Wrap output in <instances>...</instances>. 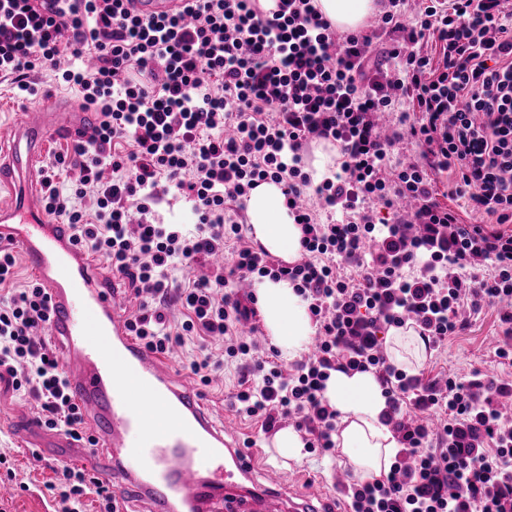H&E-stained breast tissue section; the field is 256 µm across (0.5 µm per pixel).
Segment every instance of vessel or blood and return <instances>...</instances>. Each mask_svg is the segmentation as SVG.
Here are the masks:
<instances>
[{
    "instance_id": "1",
    "label": "vessel or blood",
    "mask_w": 512,
    "mask_h": 512,
    "mask_svg": "<svg viewBox=\"0 0 512 512\" xmlns=\"http://www.w3.org/2000/svg\"><path fill=\"white\" fill-rule=\"evenodd\" d=\"M129 7L158 17L183 11L185 0H130ZM94 128L88 111L63 116L50 104L29 109L12 133L8 164H0V188L8 192L0 201V244L17 246L48 288L53 315L45 334L63 346L69 387L108 454L99 457L43 432L33 410L16 434L28 446L86 464L112 480L118 494L149 503L151 512H213L221 499L228 512L242 502L249 512H336L329 501L287 499L278 463L255 474L250 449L226 440L225 427L168 358L128 335L124 303L97 279L68 225L44 209L38 181L47 140L58 134L86 139Z\"/></svg>"
}]
</instances>
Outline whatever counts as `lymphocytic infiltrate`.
I'll use <instances>...</instances> for the list:
<instances>
[{
  "label": "lymphocytic infiltrate",
  "instance_id": "lymphocytic-infiltrate-1",
  "mask_svg": "<svg viewBox=\"0 0 512 512\" xmlns=\"http://www.w3.org/2000/svg\"><path fill=\"white\" fill-rule=\"evenodd\" d=\"M125 2L0 0V79L28 97L32 73L50 69L97 112L94 135L72 144L71 194L50 168L43 203L133 292L129 334L162 355L221 340L220 353L188 360L190 374L206 386L224 361L240 363L248 376L230 407L267 433L292 425L309 453L336 450L338 413L323 397L331 374L373 373L400 448L387 473L354 478L350 512H512V384L422 383L389 362L383 338L411 323L438 347L490 304L497 354L512 355V0L429 5L410 28L407 0H380L370 34L337 33L315 0H277L269 13L259 0H186L184 13L154 19ZM430 41L439 60L422 50ZM402 98L412 108L400 113ZM314 139L343 156L317 184L302 153ZM406 140L415 155L391 167ZM445 173L486 223H459L440 204L434 182ZM263 182L282 185L302 228L294 261L242 233L239 213ZM172 189L189 199L193 231L154 220ZM16 266L0 248V381L39 404L46 428L90 442L42 336L47 291L35 280L16 287ZM264 277L290 281L316 328L313 353L290 369L242 330L257 321L253 284ZM55 474L56 512H83L90 495L119 512L99 478Z\"/></svg>",
  "mask_w": 512,
  "mask_h": 512
}]
</instances>
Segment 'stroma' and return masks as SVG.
Wrapping results in <instances>:
<instances>
[{
  "label": "stroma",
  "instance_id": "stroma-1",
  "mask_svg": "<svg viewBox=\"0 0 512 512\" xmlns=\"http://www.w3.org/2000/svg\"><path fill=\"white\" fill-rule=\"evenodd\" d=\"M34 80L38 93L25 101L15 94L8 82L0 81V137L9 136L12 126L20 121L23 105L34 106L50 101L79 105L77 91L55 80L51 72L35 73ZM499 334L496 308L484 306L469 318L457 335L449 337L443 347L428 349L419 371L428 381L453 373L467 380L480 373L512 381V362L499 358L495 353ZM241 376L242 369L237 362H225L222 377L203 388L201 397L206 409L228 427L231 437L239 441L247 437L255 440L259 453L254 460V469L260 473L273 459V437L262 431L260 421L237 415L229 408L227 399L236 390ZM31 403V398L7 390L0 383V454H5L10 460L20 483L19 488L0 499V505L6 512L53 510L47 485L54 480L56 468L62 467V460L47 455L42 460H35L31 449L20 443L11 429L13 421L21 418ZM347 467V458L340 452L333 456L304 454L301 460H290L285 465L286 491L297 498L321 496L340 500L333 478L336 472Z\"/></svg>",
  "mask_w": 512,
  "mask_h": 512
}]
</instances>
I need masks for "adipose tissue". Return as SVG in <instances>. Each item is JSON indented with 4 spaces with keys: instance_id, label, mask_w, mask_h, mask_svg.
<instances>
[{
    "instance_id": "ef3b65f1",
    "label": "adipose tissue",
    "mask_w": 512,
    "mask_h": 512,
    "mask_svg": "<svg viewBox=\"0 0 512 512\" xmlns=\"http://www.w3.org/2000/svg\"><path fill=\"white\" fill-rule=\"evenodd\" d=\"M317 7L342 30H356L375 12V0H317ZM255 242L272 255L291 261L298 257L302 230L289 212L281 185L269 182L253 189L246 203ZM260 316L271 342L292 360L306 351L314 327L305 302L285 280L263 278L254 285ZM390 358L410 367L425 358L426 346L411 326L391 329ZM324 397L339 413L335 441L355 471L380 475L388 471L399 444L384 423L386 402L376 377L368 372H336L326 383Z\"/></svg>"
}]
</instances>
